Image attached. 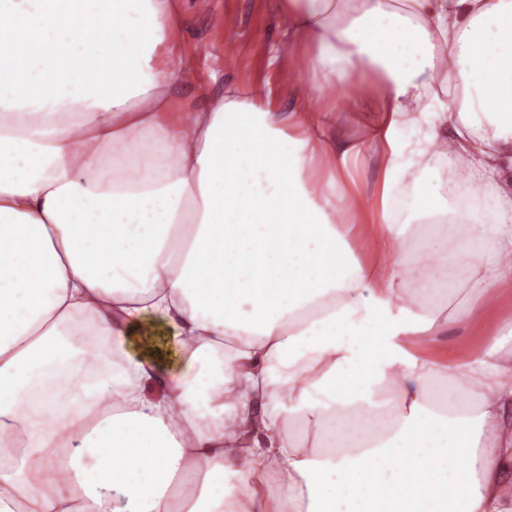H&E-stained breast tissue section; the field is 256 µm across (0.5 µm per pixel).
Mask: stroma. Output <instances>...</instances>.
I'll return each mask as SVG.
<instances>
[{
    "label": "stroma",
    "instance_id": "1",
    "mask_svg": "<svg viewBox=\"0 0 512 512\" xmlns=\"http://www.w3.org/2000/svg\"><path fill=\"white\" fill-rule=\"evenodd\" d=\"M198 2L178 0L181 77L176 96L201 107L235 85L261 92L286 113L316 109L315 101L285 88L281 74L269 64L271 46L283 38L273 0H211L206 11ZM352 96L348 87H336L333 105L338 126L326 129V137L340 128L350 139L365 140L367 115L355 111ZM496 330L495 317H471L459 335L440 337L436 351L448 361L476 353Z\"/></svg>",
    "mask_w": 512,
    "mask_h": 512
}]
</instances>
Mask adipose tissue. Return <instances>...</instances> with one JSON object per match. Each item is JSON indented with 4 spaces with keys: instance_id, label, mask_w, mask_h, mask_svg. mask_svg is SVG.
I'll list each match as a JSON object with an SVG mask.
<instances>
[{
    "instance_id": "ef3b65f1",
    "label": "adipose tissue",
    "mask_w": 512,
    "mask_h": 512,
    "mask_svg": "<svg viewBox=\"0 0 512 512\" xmlns=\"http://www.w3.org/2000/svg\"><path fill=\"white\" fill-rule=\"evenodd\" d=\"M171 4L0 0V512H512V317L428 353L512 284V0H276L269 63L321 104L286 117L179 101ZM350 83L363 145L314 131ZM367 144L344 209L426 253L361 262L310 191ZM380 170L381 158L378 152H363L358 160L357 167L351 169V175L360 195L366 198L368 202L375 195ZM494 316H473L457 336H440L435 352L449 362L478 352L497 330ZM167 332L160 329L144 328L135 335V348L147 355L159 357L171 365L175 356L167 344Z\"/></svg>"
}]
</instances>
